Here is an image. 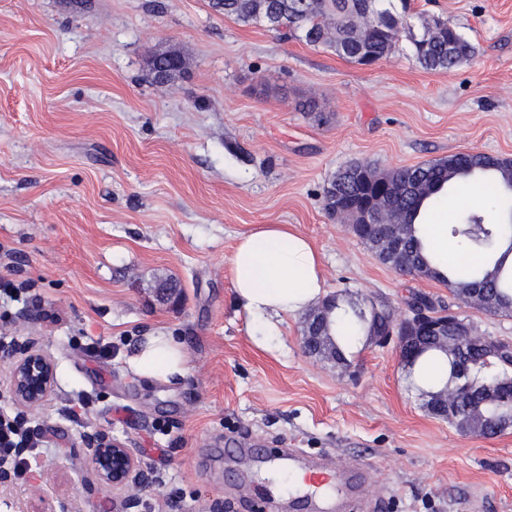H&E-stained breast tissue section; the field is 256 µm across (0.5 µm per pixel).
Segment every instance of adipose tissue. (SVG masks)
I'll use <instances>...</instances> for the list:
<instances>
[{"label":"adipose tissue","instance_id":"adipose-tissue-1","mask_svg":"<svg viewBox=\"0 0 512 512\" xmlns=\"http://www.w3.org/2000/svg\"><path fill=\"white\" fill-rule=\"evenodd\" d=\"M416 226L440 269H447V200L423 208ZM231 265L238 301L267 336L278 335L283 316L306 309L323 293L319 253L287 224L265 225L241 236ZM130 364L139 375L167 382L189 370L186 351L172 336L144 337Z\"/></svg>","mask_w":512,"mask_h":512}]
</instances>
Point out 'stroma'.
<instances>
[{
    "label": "stroma",
    "instance_id": "35a3bbf8",
    "mask_svg": "<svg viewBox=\"0 0 512 512\" xmlns=\"http://www.w3.org/2000/svg\"><path fill=\"white\" fill-rule=\"evenodd\" d=\"M410 13L394 53L364 66L210 0H0V339L37 338L56 368L25 422L34 464L0 512H122L130 494L134 512H302L260 460L275 446L358 464L367 484H337L343 512H372L374 489L386 512H512V429L482 438L435 418L394 342H360L339 367L306 353L298 314L257 345L233 288L238 237L290 224L318 249L328 294L400 320L422 293L512 341V316L394 272L324 209L350 162L512 159V0H411ZM437 17L475 47L449 72L412 57ZM166 50L184 68L159 83L145 60ZM162 275L177 303L160 298ZM36 306L47 318L25 321ZM158 331L182 341L183 379L130 366ZM96 429L128 442L145 484H99L81 447Z\"/></svg>",
    "mask_w": 512,
    "mask_h": 512
}]
</instances>
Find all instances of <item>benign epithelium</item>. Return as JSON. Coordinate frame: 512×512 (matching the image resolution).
I'll return each mask as SVG.
<instances>
[{"mask_svg": "<svg viewBox=\"0 0 512 512\" xmlns=\"http://www.w3.org/2000/svg\"><path fill=\"white\" fill-rule=\"evenodd\" d=\"M434 336L448 341V321L438 322L435 316L418 311L398 331L386 327L376 338L378 343L397 339L399 347H408L411 336ZM0 362L7 365L6 389L20 412L38 409L50 401L55 386V364L36 342L26 339L9 347L0 346ZM82 446L98 480L114 489H126L145 479L140 462L127 442L106 431L93 430L83 434Z\"/></svg>", "mask_w": 512, "mask_h": 512, "instance_id": "obj_1", "label": "benign epithelium"}]
</instances>
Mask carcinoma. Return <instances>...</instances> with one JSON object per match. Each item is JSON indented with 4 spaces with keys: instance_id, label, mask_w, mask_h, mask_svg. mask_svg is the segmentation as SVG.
<instances>
[{
    "instance_id": "cac0c4a2",
    "label": "carcinoma",
    "mask_w": 512,
    "mask_h": 512,
    "mask_svg": "<svg viewBox=\"0 0 512 512\" xmlns=\"http://www.w3.org/2000/svg\"><path fill=\"white\" fill-rule=\"evenodd\" d=\"M383 2L373 0L368 12L361 10L362 0H310L305 11L297 0H212V8L243 23H263L310 45H327L338 56L355 62L363 51L376 63L392 54L409 20L406 0H400V12ZM412 45L415 62L425 70L451 71L474 55L470 41L442 19L425 26L423 33L412 39ZM147 67L158 81H168L182 70L168 51L149 57ZM453 158L451 154L381 173L368 164H349L324 186V207L329 216L348 219L353 234L395 272L437 280L490 315L511 314L512 264L506 263V258L512 253V161L497 157L491 163L486 158L452 170L448 162ZM445 189L450 197L481 193L486 202L482 212L461 209L457 222L449 225L448 238L477 259L450 262L446 274L424 253L413 223L424 204ZM338 194L364 201L375 215L373 222L363 223L359 209L337 207ZM407 305L411 310L422 308L440 319L447 318L424 294H411ZM333 312L349 317L358 335L369 336L372 319L352 297L332 295L328 313ZM329 325L327 317L317 321L309 314L305 316L304 335L317 337L305 350L314 357L343 364L345 352L330 334ZM466 326L468 337L459 339L454 336L453 324H448V344L426 339L423 350L407 364L412 368L423 358L444 354L448 380L442 389L426 393L431 411L445 402L459 414V421L472 425L473 434L492 437L500 433L499 423L512 417V360L486 348L488 337L474 323Z\"/></svg>"
}]
</instances>
